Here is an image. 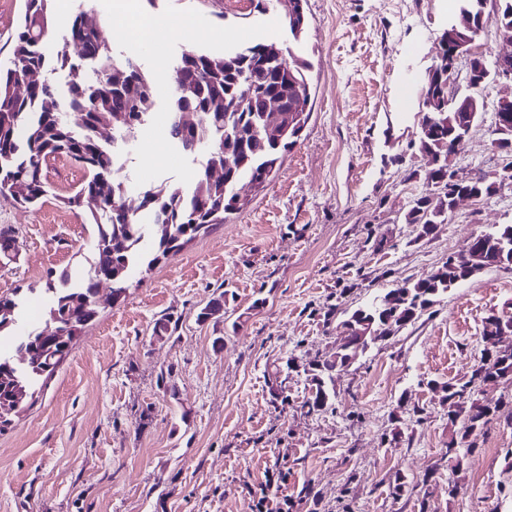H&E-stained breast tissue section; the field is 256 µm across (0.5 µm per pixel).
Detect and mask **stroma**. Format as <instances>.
Masks as SVG:
<instances>
[{"label":"stroma","instance_id":"1","mask_svg":"<svg viewBox=\"0 0 512 512\" xmlns=\"http://www.w3.org/2000/svg\"><path fill=\"white\" fill-rule=\"evenodd\" d=\"M139 5L184 32L133 45L112 32L127 16L94 0L117 55L155 74L187 47L293 45L310 64L311 116L264 190L243 189L242 210L134 274L120 301L110 283L99 285L96 319L34 406L0 434V512H252L263 493L292 500L291 512H512V419L491 423L451 469L456 430L440 388L470 376L484 318L512 307V270L454 285L337 376L332 409L303 406L306 369L335 352L347 312L426 277L474 235L512 224L509 185L463 203L426 238L402 221L427 188L429 165L415 148L418 88L456 0H304L297 43L284 16L250 0ZM214 30L223 42L210 40ZM510 88L506 78L486 85L487 108L456 154L459 176L500 164L493 107ZM171 91L157 84L151 118L123 146L130 189L193 177L195 161L168 136ZM86 177L56 157L36 205L0 196V227L18 245L0 263V295L25 294L19 317L29 324L44 321L48 280L64 274L77 284L90 267L95 227L62 202ZM219 296L223 315L198 321ZM334 302L341 311L325 320ZM165 315L177 330L161 340L152 330ZM398 473L411 484L401 497L389 492Z\"/></svg>","mask_w":512,"mask_h":512}]
</instances>
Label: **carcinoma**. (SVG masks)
<instances>
[{
  "label": "carcinoma",
  "instance_id": "cac0c4a2",
  "mask_svg": "<svg viewBox=\"0 0 512 512\" xmlns=\"http://www.w3.org/2000/svg\"><path fill=\"white\" fill-rule=\"evenodd\" d=\"M55 0H25V10L14 38L7 68H0V195L16 203L32 205L47 192L43 167L51 157L66 156L88 173L81 187L63 198L70 209L85 210V221L97 228L93 261L87 277L76 287L47 284L53 293L47 321L61 331V338L42 336L33 330L14 346V353L0 352V433L18 416L14 392L21 387L28 397L46 384L70 354L71 343L97 316L95 290L102 282L112 284V298L120 299L130 288L131 274L147 270L170 253H177L212 224H222L226 215L241 210L246 199L237 193L246 181L261 189L275 171L281 153L301 137L311 113L306 78L309 63L293 53L269 49L259 42L228 50L222 55L185 49L173 68L171 115L183 114V126L168 127L169 137L183 153L194 154V145H207L206 163L196 170L192 182L163 191L144 188L130 191L112 162L108 135L100 131L103 121H112V135L126 140L136 137L155 108L154 77L129 58L119 59L101 37V23L94 0H78L73 23L64 43L79 47L75 57L59 50L49 55L45 37ZM457 14L476 21L495 16L497 29L512 36V0H457ZM288 17L293 38L305 26L302 0H276ZM67 72V89L60 94L55 80ZM26 90L17 91L19 82ZM447 77L436 71L424 79L420 102L419 152L438 165L430 172L431 185L443 182L445 193L430 189L414 199L403 214L405 224L416 227L425 238L448 220V156L455 154L458 134L448 127L454 116L448 105ZM281 102L275 125L265 112L267 100ZM475 245L490 264L506 261L512 268V224H499L476 236ZM454 282L438 268L425 278L404 280L377 295L372 302L353 310L342 327L353 339L364 337L366 347L384 340L375 337L376 321L394 314L403 323L417 318L448 292ZM19 303L0 296V337L14 331ZM224 312V297L210 300L197 319L206 321ZM177 322L159 318L153 333L159 339L171 336ZM352 363L342 349L338 356L316 359L310 364L312 395L305 401L311 411L332 406L336 375ZM497 372L512 385V350L495 357ZM448 422L460 425L456 437L470 439L467 447L448 443L456 464L477 447L478 437L501 417L506 403L475 398L474 378L444 385Z\"/></svg>",
  "mask_w": 512,
  "mask_h": 512
}]
</instances>
